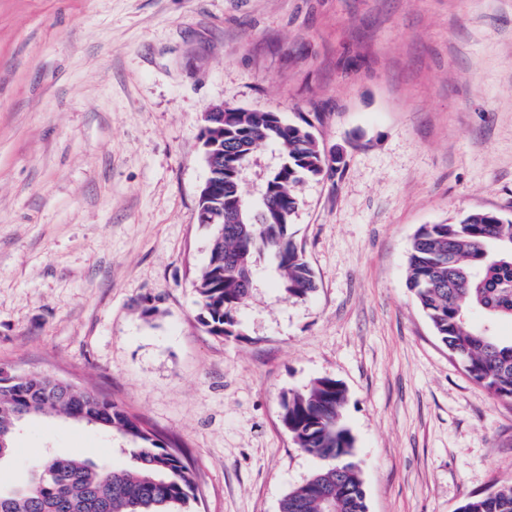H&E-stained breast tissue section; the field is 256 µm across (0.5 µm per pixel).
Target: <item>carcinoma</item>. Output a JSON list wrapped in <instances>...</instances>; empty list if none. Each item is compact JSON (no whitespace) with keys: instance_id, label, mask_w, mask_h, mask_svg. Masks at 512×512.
Wrapping results in <instances>:
<instances>
[{"instance_id":"1","label":"carcinoma","mask_w":512,"mask_h":512,"mask_svg":"<svg viewBox=\"0 0 512 512\" xmlns=\"http://www.w3.org/2000/svg\"><path fill=\"white\" fill-rule=\"evenodd\" d=\"M224 200L214 212L209 259L196 283L200 321L217 337L233 336L240 303L249 294L265 256L283 294L304 299L316 279L288 234L297 207L294 187L334 173L339 153L326 151L304 119L290 122L276 112H230L224 117ZM274 144L283 161L260 197L245 193L242 172L262 146ZM408 287L436 335L465 372L492 397L512 401V342L489 339L471 321L475 311L488 322L512 319V220L494 211H475L455 223L426 224L408 254ZM345 390L336 380L317 378L284 400L283 423L296 447L325 461L307 481L284 496L280 512H366L354 439L342 420ZM96 426L133 445L136 465L116 470L91 459L47 456L33 465L31 480L0 487V512H186L197 498L195 472L173 442L117 404L86 393L78 398L68 384L31 374L0 371V463L11 452L19 416L64 417ZM462 512H512V482L466 501Z\"/></svg>"}]
</instances>
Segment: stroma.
Instances as JSON below:
<instances>
[{
    "mask_svg": "<svg viewBox=\"0 0 512 512\" xmlns=\"http://www.w3.org/2000/svg\"><path fill=\"white\" fill-rule=\"evenodd\" d=\"M220 103L309 119L343 156L295 191L315 292L286 299L261 261L223 339L194 288L201 116ZM280 160L268 144L247 163L251 198ZM472 210L512 217V0H0V368L176 439L192 512H279L321 468L283 424L320 377L346 390L368 512H458L512 482V402L407 286L418 229ZM49 451L131 463L97 427L33 417L0 485Z\"/></svg>",
    "mask_w": 512,
    "mask_h": 512,
    "instance_id": "stroma-1",
    "label": "stroma"
}]
</instances>
